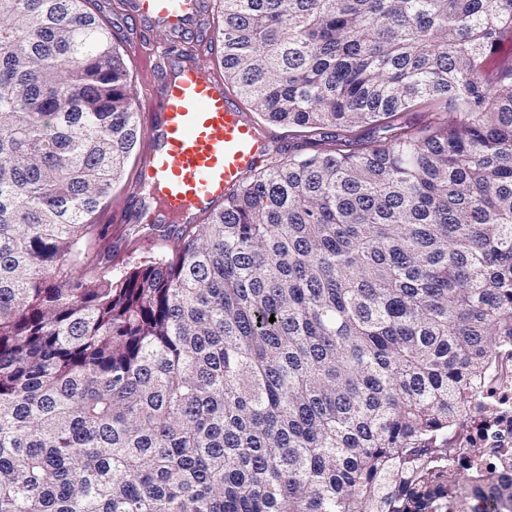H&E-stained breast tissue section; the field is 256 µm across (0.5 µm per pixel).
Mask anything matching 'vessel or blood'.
<instances>
[{"label": "vessel or blood", "mask_w": 512, "mask_h": 512, "mask_svg": "<svg viewBox=\"0 0 512 512\" xmlns=\"http://www.w3.org/2000/svg\"><path fill=\"white\" fill-rule=\"evenodd\" d=\"M208 6L209 0H127L125 11L182 35ZM151 54L166 57L167 73L141 88L154 114L135 186L151 191L153 223L191 224L264 161V144L213 71L184 54L167 57L160 46Z\"/></svg>", "instance_id": "1"}]
</instances>
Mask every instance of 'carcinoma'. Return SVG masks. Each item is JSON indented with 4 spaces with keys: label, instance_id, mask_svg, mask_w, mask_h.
Segmentation results:
<instances>
[{
    "label": "carcinoma",
    "instance_id": "1",
    "mask_svg": "<svg viewBox=\"0 0 512 512\" xmlns=\"http://www.w3.org/2000/svg\"><path fill=\"white\" fill-rule=\"evenodd\" d=\"M223 3L224 81L331 144L89 281L123 59L91 0H0V512H512V0ZM437 113L439 112L436 109L425 105L417 107L410 112L403 113L399 119V124L404 130L415 135L427 134L432 131Z\"/></svg>",
    "mask_w": 512,
    "mask_h": 512
}]
</instances>
